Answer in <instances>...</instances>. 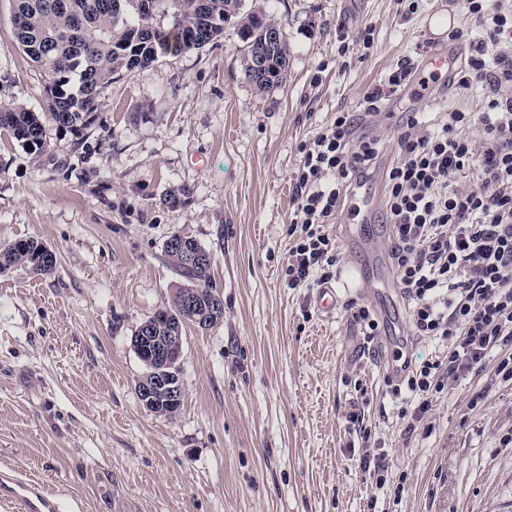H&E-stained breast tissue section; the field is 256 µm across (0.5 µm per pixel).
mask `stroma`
Returning <instances> with one entry per match:
<instances>
[{"label":"stroma","mask_w":512,"mask_h":512,"mask_svg":"<svg viewBox=\"0 0 512 512\" xmlns=\"http://www.w3.org/2000/svg\"><path fill=\"white\" fill-rule=\"evenodd\" d=\"M286 26L288 75L260 93L242 76L234 23L199 51L123 73L102 93L91 129L45 125L30 153L0 131V247L34 238L56 255L49 274L0 273V465L41 480L60 512H512V380L495 377L512 341L480 373L438 394L420 422L401 417L388 383L391 349L412 365L438 347L410 341L392 273L384 211L363 225L378 293L340 291L318 311L315 288L285 275L299 147L334 113L394 158L402 115L363 112L364 94L398 63H421L429 21L471 18L459 0H244ZM0 0V103L44 113L46 79L12 36ZM372 27L370 49L353 38ZM186 187L169 206V190ZM176 233L212 255L224 318L186 325L183 406L148 412L135 329L168 305L179 278L164 251ZM376 311L366 344L345 310ZM366 402L363 430L347 415ZM415 432H408V425ZM388 464L373 491L354 450Z\"/></svg>","instance_id":"stroma-1"}]
</instances>
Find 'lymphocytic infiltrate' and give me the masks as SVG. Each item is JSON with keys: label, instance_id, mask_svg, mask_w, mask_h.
Returning a JSON list of instances; mask_svg holds the SVG:
<instances>
[{"label": "lymphocytic infiltrate", "instance_id": "f902f5d3", "mask_svg": "<svg viewBox=\"0 0 512 512\" xmlns=\"http://www.w3.org/2000/svg\"><path fill=\"white\" fill-rule=\"evenodd\" d=\"M464 7L476 26L448 34L468 48L455 80L476 92L482 107L449 112L433 125L406 113L397 158L384 172L390 258L411 332L445 347L440 359L405 368L392 387L417 416L512 337V97L504 93L512 87V10L487 0H464ZM490 42L500 47L492 59L485 52ZM356 126V115L337 113L299 148L289 200V287L333 277L338 254L328 227L379 158L377 141L356 136Z\"/></svg>", "mask_w": 512, "mask_h": 512}]
</instances>
